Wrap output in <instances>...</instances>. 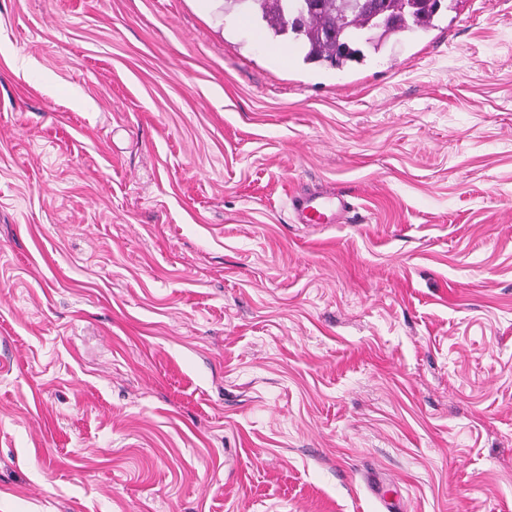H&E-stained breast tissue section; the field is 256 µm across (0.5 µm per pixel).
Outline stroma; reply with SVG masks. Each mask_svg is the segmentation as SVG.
Masks as SVG:
<instances>
[{"label":"stroma","mask_w":512,"mask_h":512,"mask_svg":"<svg viewBox=\"0 0 512 512\" xmlns=\"http://www.w3.org/2000/svg\"><path fill=\"white\" fill-rule=\"evenodd\" d=\"M272 42L0 0V512H512V0ZM290 201L297 224H342L351 205L343 195L319 190L296 192Z\"/></svg>","instance_id":"obj_1"}]
</instances>
